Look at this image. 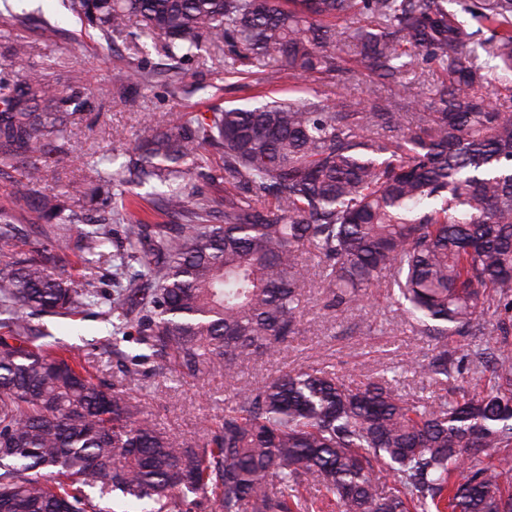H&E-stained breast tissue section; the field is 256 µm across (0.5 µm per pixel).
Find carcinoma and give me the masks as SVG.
Instances as JSON below:
<instances>
[{"label": "carcinoma", "instance_id": "1", "mask_svg": "<svg viewBox=\"0 0 512 512\" xmlns=\"http://www.w3.org/2000/svg\"><path fill=\"white\" fill-rule=\"evenodd\" d=\"M108 43L149 40L224 75L274 87L320 78L336 98L265 96L184 112L121 153L87 160L66 192L45 173L72 153L78 87L30 67L0 84V175L22 191L0 212V512H512V0H63ZM27 17L0 13L21 65ZM437 68L417 97L402 78ZM366 72V105L345 91ZM126 86L157 72L124 64ZM163 188L172 224H145L135 189ZM44 221L35 242L19 225ZM86 222L92 229L84 230ZM117 249L112 334L136 324L150 356L195 377L238 378L299 333L303 292L324 307L385 299L424 336H472L481 390L408 400L381 375L354 383L307 365L236 393L211 438L161 430L78 354L39 342L27 314L75 317L97 292L61 272ZM413 367L436 385L448 349ZM496 461H486L490 452ZM321 496L304 493L308 485Z\"/></svg>", "mask_w": 512, "mask_h": 512}]
</instances>
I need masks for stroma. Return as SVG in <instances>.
<instances>
[{
  "label": "stroma",
  "mask_w": 512,
  "mask_h": 512,
  "mask_svg": "<svg viewBox=\"0 0 512 512\" xmlns=\"http://www.w3.org/2000/svg\"><path fill=\"white\" fill-rule=\"evenodd\" d=\"M5 9L40 15L62 27V38L37 41L27 63L51 80L60 69L73 70L90 90L89 105L77 118L82 134L73 145L76 159L60 173H48L46 183L50 186L67 184L71 176L79 174V156L92 151L108 154L120 142H134L144 129L145 117H154L161 125L180 112H203L214 105H246L260 92L253 79L225 77L223 65L202 57L182 65L179 78L186 85L206 84V91L174 96L162 78L140 90L138 104L132 107L117 76L118 67L129 55L126 45L107 47L97 32H85L60 0H0V10ZM304 305L301 333L278 352L254 356L241 367L234 382L227 381L220 370L196 378L180 377L171 366L144 358L136 334H129L121 348L127 357L140 359V376L131 397L160 428L184 440L200 441L210 436L222 420L224 406L238 388L262 383L282 371L325 362L358 382L374 373L384 375L403 397L430 401L439 396L440 390L413 371L410 361L430 359L444 347L460 356L470 349L465 336L421 335L412 320L401 316L381 296L347 312H331L323 308L318 288L312 287L305 291ZM365 323L371 325V332L362 331ZM31 324L51 332L54 340L75 346L98 379L112 384L121 377V365L103 349L109 327L97 310L71 319L35 316Z\"/></svg>",
  "instance_id": "stroma-1"
}]
</instances>
